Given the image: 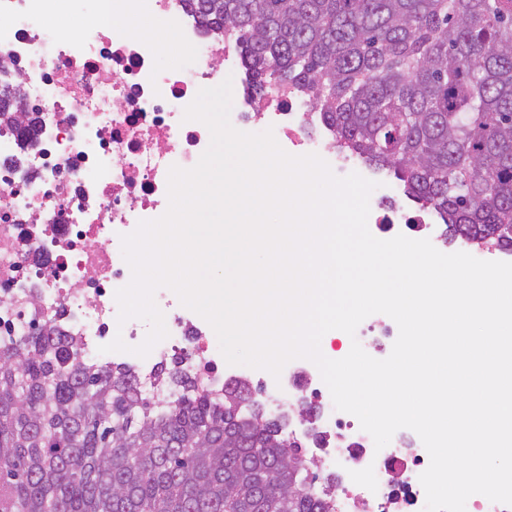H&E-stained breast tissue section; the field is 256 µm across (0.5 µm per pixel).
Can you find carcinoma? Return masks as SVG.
I'll list each match as a JSON object with an SVG mask.
<instances>
[{
    "instance_id": "obj_1",
    "label": "carcinoma",
    "mask_w": 512,
    "mask_h": 512,
    "mask_svg": "<svg viewBox=\"0 0 512 512\" xmlns=\"http://www.w3.org/2000/svg\"><path fill=\"white\" fill-rule=\"evenodd\" d=\"M259 87L318 111L465 245L512 253V0H192ZM152 401L48 323L0 345V512H333L285 423L164 372Z\"/></svg>"
}]
</instances>
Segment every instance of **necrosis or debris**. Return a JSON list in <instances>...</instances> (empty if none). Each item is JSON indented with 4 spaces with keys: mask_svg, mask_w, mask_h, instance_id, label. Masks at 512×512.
<instances>
[{
    "mask_svg": "<svg viewBox=\"0 0 512 512\" xmlns=\"http://www.w3.org/2000/svg\"><path fill=\"white\" fill-rule=\"evenodd\" d=\"M68 2L0 0V86L41 120L26 139L19 119H0V341L48 320L78 337L98 364L134 365L146 396L163 393L153 372L173 361L222 386L224 366L208 343L213 328L173 291L155 293L168 335L147 361L129 349L143 342L148 325L118 324L115 292L131 279L121 235L166 212L170 167H194L210 143L203 123L185 120L186 107L242 60L202 27L188 0H97L98 20L74 36L63 30ZM139 16L172 33L169 49L129 38L122 21ZM233 110L241 131L265 123L289 154H317L335 171L355 165L337 155L327 129L308 136L296 102L277 88ZM118 337L127 351L103 352ZM371 441L355 419H341L328 428L322 455L300 453L322 466L340 458L376 470L365 487L337 485L336 512H398L389 471L429 465L426 449L414 444L382 456L370 451Z\"/></svg>",
    "mask_w": 512,
    "mask_h": 512,
    "instance_id": "1",
    "label": "necrosis or debris"
}]
</instances>
